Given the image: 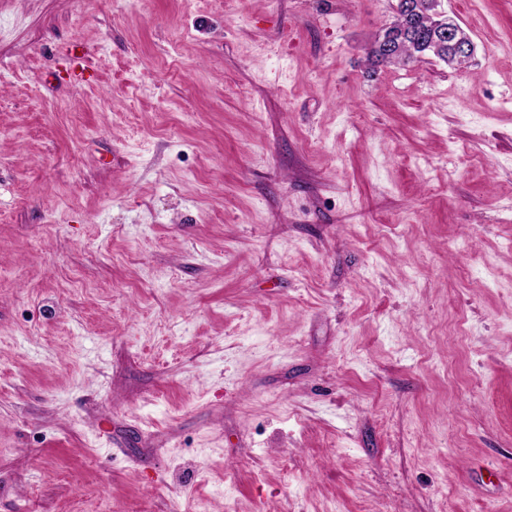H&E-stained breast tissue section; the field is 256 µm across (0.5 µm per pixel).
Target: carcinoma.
Returning a JSON list of instances; mask_svg holds the SVG:
<instances>
[{
  "label": "carcinoma",
  "instance_id": "cac0c4a2",
  "mask_svg": "<svg viewBox=\"0 0 512 512\" xmlns=\"http://www.w3.org/2000/svg\"><path fill=\"white\" fill-rule=\"evenodd\" d=\"M422 0H399L398 10L391 26L383 30L368 52V62L377 67L388 64H407L423 55L431 54L446 60L448 50H433L435 18L418 9ZM392 47L391 55L381 57L383 46Z\"/></svg>",
  "mask_w": 512,
  "mask_h": 512
}]
</instances>
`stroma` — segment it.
I'll list each match as a JSON object with an SVG mask.
<instances>
[{
  "instance_id": "35a3bbf8",
  "label": "stroma",
  "mask_w": 512,
  "mask_h": 512,
  "mask_svg": "<svg viewBox=\"0 0 512 512\" xmlns=\"http://www.w3.org/2000/svg\"><path fill=\"white\" fill-rule=\"evenodd\" d=\"M394 5L0 0V512H512V0ZM399 1V0H397ZM422 0H403L397 2L398 10L391 26L383 30L372 44L368 52L367 60L374 67L388 64H407L426 54H432L440 60L448 63V58H457L474 51L473 42L455 20L449 17L441 8L442 0H428L424 7H431L436 16L441 19L437 29L436 40L447 49L433 50V27L435 18L418 8ZM412 8L407 11L408 5ZM396 6V9H397ZM418 9L419 11H416ZM387 45L384 46L383 45ZM389 45L392 47L390 51ZM392 53L389 57L381 59L382 51ZM468 57L451 59L449 65L463 66Z\"/></svg>"
}]
</instances>
